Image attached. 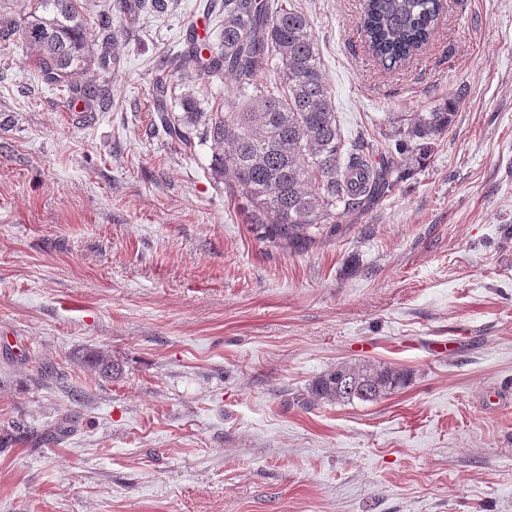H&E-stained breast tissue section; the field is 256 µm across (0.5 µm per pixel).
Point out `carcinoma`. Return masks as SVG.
<instances>
[{
  "label": "carcinoma",
  "instance_id": "1",
  "mask_svg": "<svg viewBox=\"0 0 512 512\" xmlns=\"http://www.w3.org/2000/svg\"><path fill=\"white\" fill-rule=\"evenodd\" d=\"M161 11L165 0H133L121 9ZM219 43L193 45L171 68L161 61L149 88L164 133L191 148L211 143L218 176L230 172L229 195L252 207V224L262 239L293 243L316 229L336 233L343 221L392 191L409 175V160L423 158L448 130L453 104L413 112L390 135L391 161L375 169L364 159V142L346 144L326 82L319 49L306 15L282 0H224ZM444 0H363L362 28L374 60L388 71L406 65L433 37ZM0 35L19 34L46 83L64 88L86 109H107V89L80 84L93 66L116 63L109 43L94 48L80 0H33L22 24L5 17ZM278 62L280 81H260ZM234 78V95L203 112L191 92L180 99L182 114L169 111L171 77L184 84ZM406 370L383 363L341 362L311 381L316 401L376 402L405 386Z\"/></svg>",
  "mask_w": 512,
  "mask_h": 512
}]
</instances>
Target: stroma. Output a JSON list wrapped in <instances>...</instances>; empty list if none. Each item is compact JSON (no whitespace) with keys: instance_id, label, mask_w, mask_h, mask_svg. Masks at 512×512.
I'll list each match as a JSON object with an SVG mask.
<instances>
[{"instance_id":"1","label":"stroma","mask_w":512,"mask_h":512,"mask_svg":"<svg viewBox=\"0 0 512 512\" xmlns=\"http://www.w3.org/2000/svg\"><path fill=\"white\" fill-rule=\"evenodd\" d=\"M289 2L369 163L395 117L455 105L410 180L295 246L258 239L148 98L159 60L217 42L207 0L123 23L90 121L0 39V512H512V0H446L393 72L362 0ZM361 359L410 381L307 403Z\"/></svg>"}]
</instances>
